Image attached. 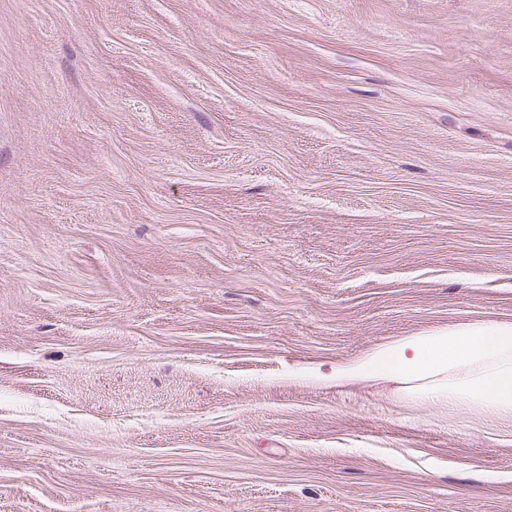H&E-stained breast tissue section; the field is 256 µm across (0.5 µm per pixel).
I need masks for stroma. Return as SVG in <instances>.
I'll return each mask as SVG.
<instances>
[{
    "label": "stroma",
    "instance_id": "1",
    "mask_svg": "<svg viewBox=\"0 0 512 512\" xmlns=\"http://www.w3.org/2000/svg\"><path fill=\"white\" fill-rule=\"evenodd\" d=\"M512 321V0H0V512H512V419L289 378Z\"/></svg>",
    "mask_w": 512,
    "mask_h": 512
}]
</instances>
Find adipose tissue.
<instances>
[{
  "label": "adipose tissue",
  "mask_w": 512,
  "mask_h": 512,
  "mask_svg": "<svg viewBox=\"0 0 512 512\" xmlns=\"http://www.w3.org/2000/svg\"><path fill=\"white\" fill-rule=\"evenodd\" d=\"M300 377L339 388L393 382L410 401L512 417V322H461L402 336L330 371L309 368Z\"/></svg>",
  "instance_id": "ef3b65f1"
}]
</instances>
